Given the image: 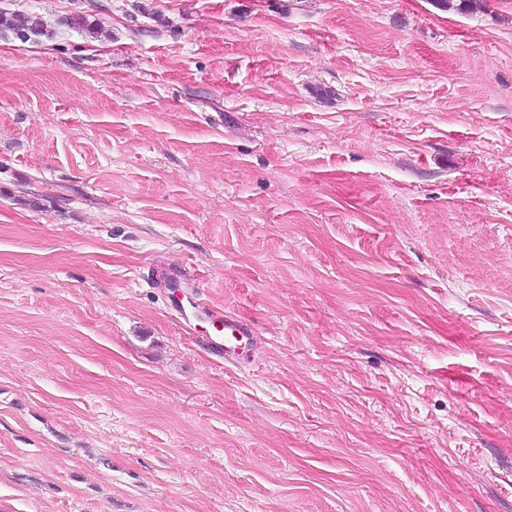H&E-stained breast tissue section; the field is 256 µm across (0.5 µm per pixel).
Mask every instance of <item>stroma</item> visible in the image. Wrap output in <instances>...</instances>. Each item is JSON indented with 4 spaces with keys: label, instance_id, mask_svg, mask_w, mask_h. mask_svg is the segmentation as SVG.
<instances>
[{
    "label": "stroma",
    "instance_id": "stroma-1",
    "mask_svg": "<svg viewBox=\"0 0 512 512\" xmlns=\"http://www.w3.org/2000/svg\"><path fill=\"white\" fill-rule=\"evenodd\" d=\"M0 9V512H512V0ZM0 35L13 36L25 43L49 37L44 23L36 16L21 11L0 10ZM208 315L217 332L205 338L212 353L224 359L240 356L253 336L252 328L220 310L208 309Z\"/></svg>",
    "mask_w": 512,
    "mask_h": 512
}]
</instances>
